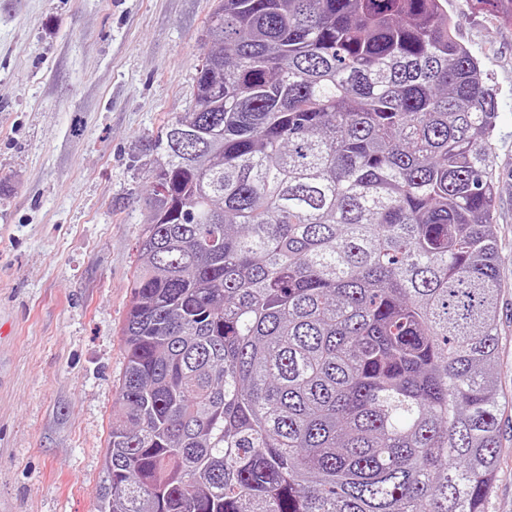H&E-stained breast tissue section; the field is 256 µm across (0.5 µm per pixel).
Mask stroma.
<instances>
[{
  "mask_svg": "<svg viewBox=\"0 0 512 512\" xmlns=\"http://www.w3.org/2000/svg\"><path fill=\"white\" fill-rule=\"evenodd\" d=\"M216 0H0V512H95L155 136ZM498 93L500 387L512 398V25L448 0ZM490 512H512V409Z\"/></svg>",
  "mask_w": 512,
  "mask_h": 512,
  "instance_id": "obj_1",
  "label": "stroma"
}]
</instances>
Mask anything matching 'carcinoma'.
<instances>
[{
    "label": "carcinoma",
    "instance_id": "obj_1",
    "mask_svg": "<svg viewBox=\"0 0 512 512\" xmlns=\"http://www.w3.org/2000/svg\"><path fill=\"white\" fill-rule=\"evenodd\" d=\"M455 28L448 0H218L147 144L96 512H490L497 93Z\"/></svg>",
    "mask_w": 512,
    "mask_h": 512
}]
</instances>
